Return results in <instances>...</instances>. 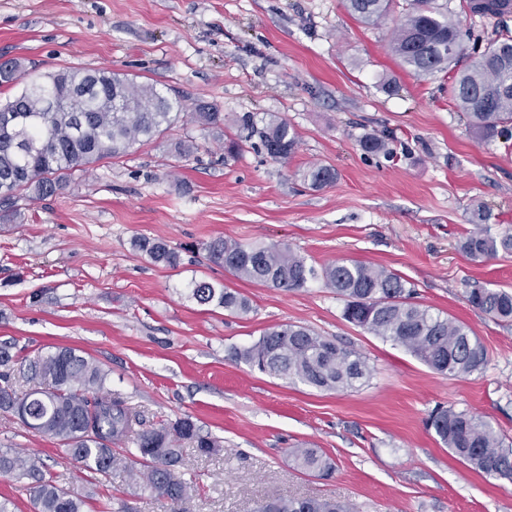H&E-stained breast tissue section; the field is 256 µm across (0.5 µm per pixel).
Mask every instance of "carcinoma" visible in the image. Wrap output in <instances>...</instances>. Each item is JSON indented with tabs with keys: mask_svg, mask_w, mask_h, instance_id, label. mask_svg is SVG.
Wrapping results in <instances>:
<instances>
[{
	"mask_svg": "<svg viewBox=\"0 0 512 512\" xmlns=\"http://www.w3.org/2000/svg\"><path fill=\"white\" fill-rule=\"evenodd\" d=\"M393 0H345L360 22L376 25L386 18ZM512 15V0H488L472 16ZM390 50L400 65L419 78L446 72L465 55L464 34L452 12L436 0H408L394 29ZM493 97L491 112L479 103ZM451 97L468 126L482 140L503 134L512 125V31L503 29L479 57L458 70ZM183 104L152 85L107 70H61L46 82H34L0 105V220L15 216L17 195L29 190L51 197L77 170L127 152L152 140L180 117ZM205 128H218L224 116L202 107L193 113ZM235 137L227 152L259 148L273 159L293 153L297 137L276 115L260 119L250 112L233 121ZM367 153H387L380 136L360 142ZM303 182L321 189L336 181L335 169L314 166L301 173ZM138 248L156 264L176 267L179 253L160 239L144 238ZM461 250L483 262L499 251H512V234L493 237L485 230L464 237ZM210 258L235 277L274 288L299 289L320 279L344 301L345 320L403 347L431 369L451 376L481 371L487 363L484 344L458 321L413 301V289L398 274L357 261H338L319 269L278 244H243L217 238L207 246ZM193 297L201 304L217 303L231 314L251 311L248 298L226 287L194 283ZM468 303L501 321L512 322V293L492 288L467 291ZM232 357L262 373L290 383L326 390H348L369 376L365 358L310 329L280 325L263 332L248 346L232 349ZM15 355L0 346V412L18 417L29 430L67 446L80 468L107 477L116 470L136 472V495L149 494L179 504L195 491L196 482L181 471L180 441L190 440L203 454L218 452V444L202 436L192 417L137 432L136 418L126 404L99 395L105 379L101 370L75 350L56 347L30 362L38 386L17 395L11 386ZM94 391L96 395L89 396ZM430 427L452 454L470 469L493 478L512 480V445L486 421L453 407H438ZM131 444L132 450L115 446ZM290 456L306 472L327 479L333 462L316 448H292ZM0 474L25 481L23 490L35 512H82L83 501L55 485L40 459L0 449ZM257 512H351L350 505L318 497L279 496L261 503Z\"/></svg>",
	"mask_w": 512,
	"mask_h": 512,
	"instance_id": "cac0c4a2",
	"label": "carcinoma"
}]
</instances>
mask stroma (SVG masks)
I'll use <instances>...</instances> for the list:
<instances>
[{
    "label": "stroma",
    "instance_id": "1",
    "mask_svg": "<svg viewBox=\"0 0 512 512\" xmlns=\"http://www.w3.org/2000/svg\"><path fill=\"white\" fill-rule=\"evenodd\" d=\"M466 2L448 0L466 47L512 28V17L471 16ZM402 14L398 5L366 26L344 0H0V61L25 65L0 84L1 103L69 68H105L183 99L185 118L165 133L75 173L55 196L21 192L17 220L0 224V343L16 356L14 389H29L30 359L70 347L105 371L104 393L137 414L140 430L191 416L220 450L183 442L197 489L182 512H256L283 495L335 498L354 512H512V480L469 469L427 425L451 406L512 443V323L466 300L475 287L512 292V253L478 263L458 248L484 227L512 233V134L478 140L451 100L450 75L419 79L398 64L389 43ZM200 104L229 120L285 118L294 153L228 156L223 132L190 121ZM368 134L386 136L390 154L365 153ZM187 139L198 149L179 157L175 144ZM316 165L334 168L336 181L310 189L301 173ZM143 236L178 251L179 266L137 250ZM218 237L285 244L316 267L394 270L416 302L482 341L487 364L461 377L432 370L346 321L322 281L285 290L239 280L208 255ZM195 281L239 291L251 312L198 303ZM282 324L361 353L370 378L353 391L319 390L232 360V348ZM0 448L42 459L82 512H172L134 495L127 473L78 468L62 442L13 415L0 413ZM293 448L320 449L333 476L297 468Z\"/></svg>",
    "mask_w": 512,
    "mask_h": 512
}]
</instances>
